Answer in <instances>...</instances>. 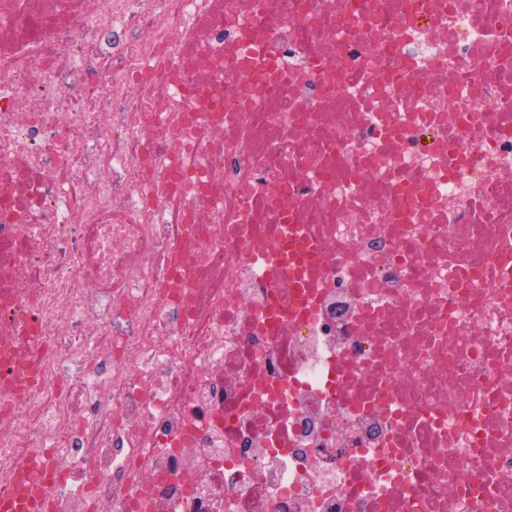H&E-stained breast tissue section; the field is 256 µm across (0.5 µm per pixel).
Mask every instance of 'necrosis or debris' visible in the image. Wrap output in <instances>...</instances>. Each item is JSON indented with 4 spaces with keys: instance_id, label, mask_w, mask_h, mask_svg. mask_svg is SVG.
I'll list each match as a JSON object with an SVG mask.
<instances>
[{
    "instance_id": "necrosis-or-debris-1",
    "label": "necrosis or debris",
    "mask_w": 512,
    "mask_h": 512,
    "mask_svg": "<svg viewBox=\"0 0 512 512\" xmlns=\"http://www.w3.org/2000/svg\"><path fill=\"white\" fill-rule=\"evenodd\" d=\"M28 457L56 512H512V0H0Z\"/></svg>"
}]
</instances>
